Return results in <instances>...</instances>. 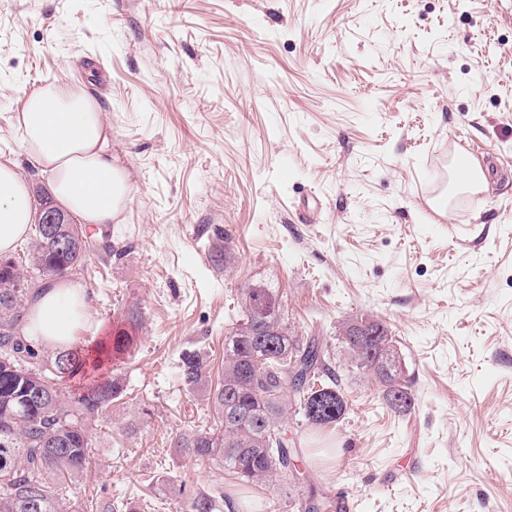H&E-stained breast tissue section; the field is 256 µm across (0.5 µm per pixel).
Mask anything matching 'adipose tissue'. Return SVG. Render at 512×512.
Returning <instances> with one entry per match:
<instances>
[{
  "mask_svg": "<svg viewBox=\"0 0 512 512\" xmlns=\"http://www.w3.org/2000/svg\"><path fill=\"white\" fill-rule=\"evenodd\" d=\"M23 146L53 177L55 198L85 223L108 225L125 207L129 184L112 159V128L85 93L47 85L29 95L16 115ZM34 199L14 161H0V254L27 234ZM91 317L86 289L65 280L34 302L23 339L59 352L68 349Z\"/></svg>",
  "mask_w": 512,
  "mask_h": 512,
  "instance_id": "adipose-tissue-1",
  "label": "adipose tissue"
}]
</instances>
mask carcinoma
Segmentation results:
<instances>
[{"label":"carcinoma","mask_w":512,"mask_h":512,"mask_svg":"<svg viewBox=\"0 0 512 512\" xmlns=\"http://www.w3.org/2000/svg\"><path fill=\"white\" fill-rule=\"evenodd\" d=\"M33 264L59 278L87 260L80 248L57 251L56 242L34 228L29 247ZM28 278L16 263L0 270V512H115L108 501L81 508L67 502V479L91 463L92 440L87 421L104 413L122 394L118 380L86 388L76 401L65 397L55 378L33 367L38 352L23 342L20 325L36 298L24 288ZM243 320L224 337L222 383L208 387V365L199 354L183 355L181 381L205 391L221 424L218 431L179 435L176 446L195 459L233 474L238 485L274 481L296 468L297 453L288 439L276 445L269 432L274 422L294 408L312 422L310 409L319 393L310 395L320 373L327 371L318 339L288 334L277 296L269 288L242 289ZM372 336L345 342L357 366L373 375L382 399L399 389L401 380L387 371L392 357L385 345L387 326L375 321ZM131 337L121 332L103 350L78 341L54 360L59 378L112 362L129 351ZM182 512H237L236 498L222 491L192 492L180 488Z\"/></svg>","instance_id":"1"}]
</instances>
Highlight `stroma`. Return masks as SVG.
<instances>
[{"label": "stroma", "mask_w": 512, "mask_h": 512, "mask_svg": "<svg viewBox=\"0 0 512 512\" xmlns=\"http://www.w3.org/2000/svg\"><path fill=\"white\" fill-rule=\"evenodd\" d=\"M49 84L100 105L130 186L115 222L86 227L112 248L72 276L91 293L79 337L139 315L97 374L124 393L89 423L71 501L181 512L176 487L232 485L175 446L216 420L179 371L194 351L221 372L258 285L319 338L347 410L319 428L289 415L301 473L242 489L248 512L313 494L346 512H512V0H0V155L34 189L50 179L15 115ZM461 154L497 161L482 193L456 186ZM364 315L396 341L411 413L339 334Z\"/></svg>", "instance_id": "stroma-1"}]
</instances>
